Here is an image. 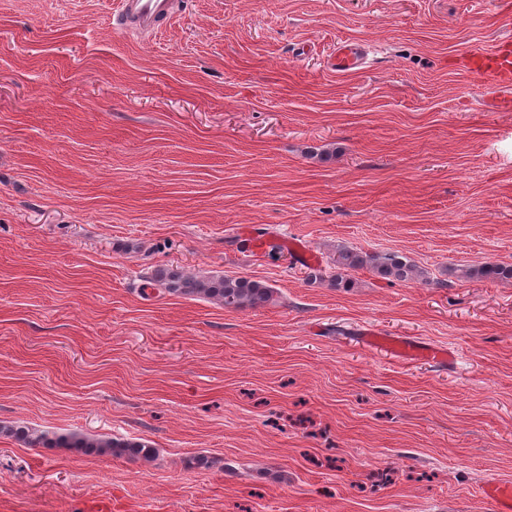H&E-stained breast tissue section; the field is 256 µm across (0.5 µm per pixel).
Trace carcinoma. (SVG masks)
Masks as SVG:
<instances>
[{
    "mask_svg": "<svg viewBox=\"0 0 512 512\" xmlns=\"http://www.w3.org/2000/svg\"><path fill=\"white\" fill-rule=\"evenodd\" d=\"M368 268L374 274L389 281L409 282L420 276L416 264L398 254L363 255L347 248L336 252V285H350L348 273ZM466 276L484 277L500 282L512 281V265L492 264L473 267ZM147 286L160 293L179 297H203L214 301L226 309L242 310L266 305L273 298V290L262 281L248 277H229L212 275L205 278L189 276L173 267H159L151 271ZM0 433L31 447L75 448L85 454L127 455L135 458L150 459L154 448L146 441L136 439H94L77 433L50 439L36 435L21 424L0 425Z\"/></svg>",
    "mask_w": 512,
    "mask_h": 512,
    "instance_id": "carcinoma-1",
    "label": "carcinoma"
}]
</instances>
